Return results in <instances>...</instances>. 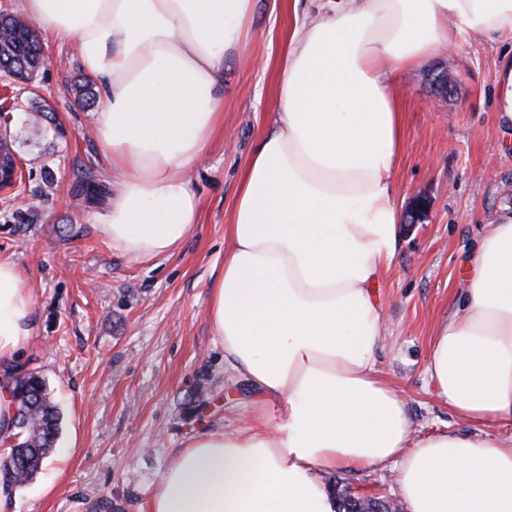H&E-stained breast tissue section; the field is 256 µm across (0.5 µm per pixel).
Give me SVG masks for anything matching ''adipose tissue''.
Returning a JSON list of instances; mask_svg holds the SVG:
<instances>
[{
  "label": "adipose tissue",
  "mask_w": 512,
  "mask_h": 512,
  "mask_svg": "<svg viewBox=\"0 0 512 512\" xmlns=\"http://www.w3.org/2000/svg\"><path fill=\"white\" fill-rule=\"evenodd\" d=\"M253 2L24 0L43 30L77 40L99 84L97 148L119 177L99 230L131 259L173 253L198 221L182 174L224 128V59L241 50ZM474 33L512 42V0H327L295 16L208 308L231 378L259 398L243 429H208L178 451L147 512H336L322 473L386 467L403 512H512V211L471 256L465 306L428 359L468 432L414 436L377 367L375 288L398 241L394 79ZM31 319L21 273L0 256V429L14 414L5 369Z\"/></svg>",
  "instance_id": "obj_1"
}]
</instances>
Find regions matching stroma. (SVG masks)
I'll use <instances>...</instances> for the list:
<instances>
[{
    "label": "stroma",
    "mask_w": 512,
    "mask_h": 512,
    "mask_svg": "<svg viewBox=\"0 0 512 512\" xmlns=\"http://www.w3.org/2000/svg\"><path fill=\"white\" fill-rule=\"evenodd\" d=\"M290 8V0H254L250 38L224 61V130L186 174L200 201L198 222L166 257L134 261L112 249L97 228L105 200L75 198L80 165L116 182L97 151L95 107L76 102L74 86L86 75L75 41L41 35L46 62L33 87L0 80L24 175L0 190V254L23 270L33 301V337L19 360L41 373L61 412L54 466L16 488L11 512H106L105 501L107 512H139L183 443L210 426H242L241 409L257 394L228 380L208 315L210 287L224 268L239 177L275 118ZM506 50L482 36L455 39L456 87L443 98L427 79L437 56L396 79L404 112L396 207L406 213L418 195L429 206L421 223L400 224L377 288L385 310L378 367L403 390L418 435L464 428L426 365L436 328L463 305L469 256L494 216L512 209V141L494 116V73ZM33 100L53 109L65 136L29 138ZM20 193L32 197L23 222L7 203ZM322 479L337 493L398 498L391 468Z\"/></svg>",
    "instance_id": "35a3bbf8"
}]
</instances>
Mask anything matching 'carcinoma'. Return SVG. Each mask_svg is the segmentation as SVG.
Listing matches in <instances>:
<instances>
[{
    "label": "carcinoma",
    "instance_id": "cac0c4a2",
    "mask_svg": "<svg viewBox=\"0 0 512 512\" xmlns=\"http://www.w3.org/2000/svg\"><path fill=\"white\" fill-rule=\"evenodd\" d=\"M45 66L42 45L28 22L10 12L0 13V70L13 74L23 82ZM39 120L32 125V135L41 137L48 131L59 133L56 118L49 106L34 108ZM12 145L0 138V189L11 188L22 181ZM78 191L88 197L106 193L92 167L82 171ZM11 398L15 416L11 433L0 431V443L9 454L0 461V482L15 487L29 481L52 452L60 434L61 416L52 402L45 381L34 371L16 365L10 374ZM340 512H389L380 501L345 494L340 497Z\"/></svg>",
    "mask_w": 512,
    "mask_h": 512
}]
</instances>
